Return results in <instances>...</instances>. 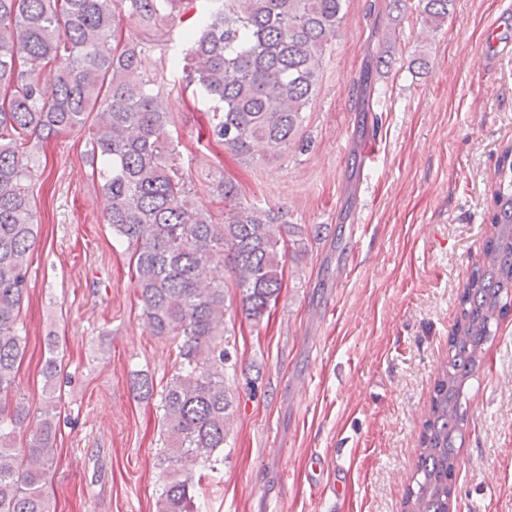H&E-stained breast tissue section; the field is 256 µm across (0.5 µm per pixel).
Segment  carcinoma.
<instances>
[{
	"label": "carcinoma",
	"mask_w": 512,
	"mask_h": 512,
	"mask_svg": "<svg viewBox=\"0 0 512 512\" xmlns=\"http://www.w3.org/2000/svg\"><path fill=\"white\" fill-rule=\"evenodd\" d=\"M183 31L190 83L211 102L209 139L245 161H263L294 143L318 84L321 59L336 39L345 0H209ZM423 25L448 21L453 0H420ZM195 0H0V512H52L45 476L54 463L57 413L51 395L56 344L47 342L42 375L49 395L33 416L17 399L26 347L21 313L29 297V251L37 215L30 191L29 144L89 128V153L101 157L104 221L127 245L143 315L153 334L173 339L175 368L161 394L168 444L158 485L160 512H199L200 469L217 470L232 397L224 384L229 340L224 280L231 261L242 314L259 321L282 286L286 228L271 207L243 203L224 187V223L190 203L188 182L170 133L171 112L153 93L147 45L122 38L117 17L151 27ZM405 0H389L391 25L382 45L397 42ZM22 48L23 57L17 56ZM56 71L54 83L41 79ZM92 124H87L88 118ZM486 244L466 284L467 307L451 333L449 366L434 387L421 442L414 512H448V463L466 428L461 393L484 364L492 326L512 296V146L497 171ZM133 392L153 395L151 379L134 374ZM29 444L16 446V434Z\"/></svg>",
	"instance_id": "1"
}]
</instances>
